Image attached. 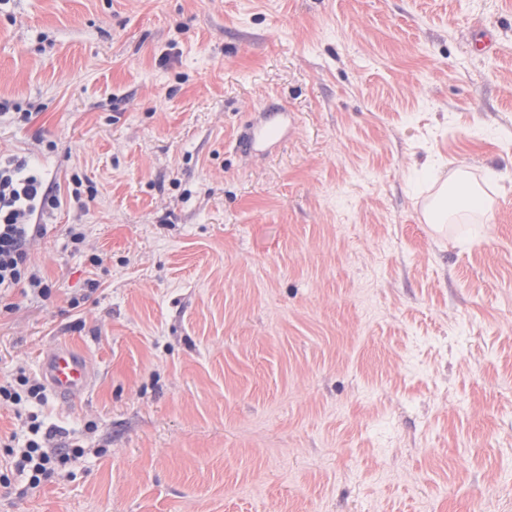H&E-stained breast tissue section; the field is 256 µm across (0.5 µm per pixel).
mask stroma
<instances>
[{
    "label": "stroma",
    "mask_w": 512,
    "mask_h": 512,
    "mask_svg": "<svg viewBox=\"0 0 512 512\" xmlns=\"http://www.w3.org/2000/svg\"><path fill=\"white\" fill-rule=\"evenodd\" d=\"M1 101L61 204L0 380L95 381L0 512H512V0H0ZM459 169L490 207L436 230ZM281 128L282 125L277 122L253 126L239 145V148L245 149L248 152L258 151L269 142L275 140L279 136ZM40 370L51 392L60 398L75 399L93 385V370L86 356L66 344L52 347L41 359Z\"/></svg>",
    "instance_id": "obj_1"
}]
</instances>
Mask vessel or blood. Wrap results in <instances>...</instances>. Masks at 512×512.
<instances>
[{"instance_id": "obj_1", "label": "vessel or blood", "mask_w": 512, "mask_h": 512, "mask_svg": "<svg viewBox=\"0 0 512 512\" xmlns=\"http://www.w3.org/2000/svg\"><path fill=\"white\" fill-rule=\"evenodd\" d=\"M281 131L276 122L253 126L241 143L246 151H257L275 140ZM40 370L51 392L61 398L74 399L86 394L93 385V370L83 353L65 344L52 347L41 359Z\"/></svg>"}]
</instances>
